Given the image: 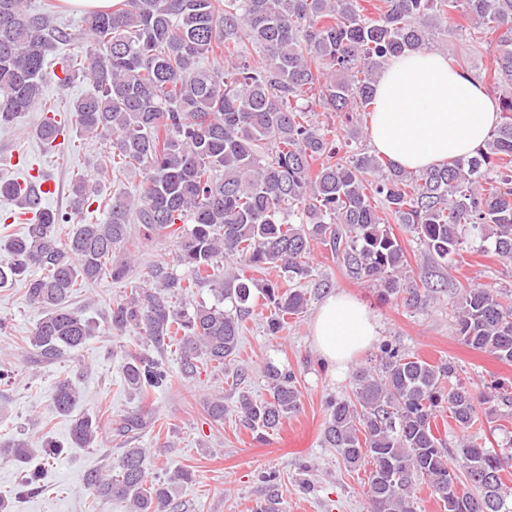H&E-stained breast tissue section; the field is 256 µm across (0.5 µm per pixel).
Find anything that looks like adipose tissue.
I'll return each mask as SVG.
<instances>
[{"label": "adipose tissue", "instance_id": "obj_1", "mask_svg": "<svg viewBox=\"0 0 512 512\" xmlns=\"http://www.w3.org/2000/svg\"><path fill=\"white\" fill-rule=\"evenodd\" d=\"M498 121V103L478 81L444 55L417 53L390 61L381 72L368 137L377 153L419 171L470 156ZM377 334L371 312L340 294L323 301L312 328L318 351L341 367Z\"/></svg>", "mask_w": 512, "mask_h": 512}]
</instances>
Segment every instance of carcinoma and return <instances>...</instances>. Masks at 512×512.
<instances>
[{
	"mask_svg": "<svg viewBox=\"0 0 512 512\" xmlns=\"http://www.w3.org/2000/svg\"><path fill=\"white\" fill-rule=\"evenodd\" d=\"M363 0H114L88 13L76 29L60 20L49 0L34 10L27 0H0V125L30 112L43 150L61 148L66 128L56 113H71L87 135L109 141L98 177L77 174L70 210L36 203L15 179L0 178V198L35 213L32 223L0 241V288L24 282L29 302L43 310L28 344L43 361L82 348L96 323L70 308L78 288L109 274L130 288L112 305L108 327L133 331L139 342L122 355V378L142 402L162 381L159 354L176 346L180 379L196 378L199 364L218 368L235 359L245 316L262 297L266 330L278 336L303 313L314 278L311 254L320 244L357 281L381 286L380 299L404 296L410 308L433 298L426 272L408 274L400 224L424 248V263L454 265L468 240L489 243L512 263V0H381L378 16ZM466 20L459 31L476 45L497 34L490 78L505 87L500 122L468 158L423 172L352 150L340 156L331 130L312 121L313 106L343 115L350 135H362L372 109L375 73L392 58L428 48L435 33L456 34L448 16ZM66 47L69 53L57 54ZM221 63L207 67V58ZM60 66L62 84L79 78L94 92L65 108L43 95L46 66ZM144 175L137 195L117 187L128 168ZM107 210L103 224L79 217L92 205ZM182 232L176 262L190 277L159 260L143 280H130V239L158 240ZM233 272L224 277V261ZM41 271L29 276L31 268ZM271 270L281 278L259 282ZM218 285L217 302L192 307L191 289ZM232 308H224V302ZM462 342L512 362V301L494 285L454 293ZM456 368L432 365L385 344L377 366L360 371L352 397L325 402L323 443L348 468L370 465L368 512H416L412 491L425 481L445 512H512V488L503 474L512 454H497L473 440L478 403L491 402L486 386L457 381ZM268 396H238L239 423L263 437L301 409L294 372L266 369ZM84 395L70 379L58 381L57 414L72 418V448H88L101 421L76 414ZM206 413L224 422V397L206 401ZM448 414L461 441L457 454L433 428ZM143 410L113 420L124 437L150 422ZM21 468L20 492L41 489L43 470L30 464L29 443L5 444ZM146 450L126 448L112 467L83 481L96 497L122 500L131 512H175L171 491L192 478L188 469L151 472Z\"/></svg>",
	"mask_w": 512,
	"mask_h": 512,
	"instance_id": "cac0c4a2",
	"label": "carcinoma"
}]
</instances>
